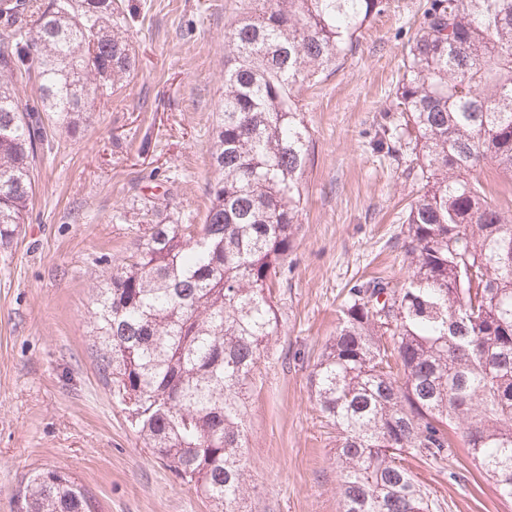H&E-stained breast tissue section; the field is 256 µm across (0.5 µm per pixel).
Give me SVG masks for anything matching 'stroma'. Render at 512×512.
I'll use <instances>...</instances> for the list:
<instances>
[{"mask_svg":"<svg viewBox=\"0 0 512 512\" xmlns=\"http://www.w3.org/2000/svg\"><path fill=\"white\" fill-rule=\"evenodd\" d=\"M427 0H390L351 53L303 89L311 150L303 209L274 297L280 327L247 389L241 512H341L336 430L309 375L336 333L347 292L406 276L402 216L416 186L372 142ZM133 76L98 97L89 124L56 130L36 159L28 218L0 249V512H17L29 475L70 473L100 512H214L157 459L102 385L89 332L92 290L138 229L136 204L165 183L182 223L210 205L212 128L224 101L225 30L250 0H121ZM440 512H512V501L447 460L412 458Z\"/></svg>","mask_w":512,"mask_h":512,"instance_id":"obj_1","label":"stroma"}]
</instances>
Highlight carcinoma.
Segmentation results:
<instances>
[{"instance_id":"cac0c4a2","label":"carcinoma","mask_w":512,"mask_h":512,"mask_svg":"<svg viewBox=\"0 0 512 512\" xmlns=\"http://www.w3.org/2000/svg\"><path fill=\"white\" fill-rule=\"evenodd\" d=\"M227 26L224 105L212 128L211 205L183 224L153 200L93 304L96 369L146 447L216 512H239L245 386L279 317L310 153L303 85L352 51L387 0H255ZM116 0H0V247L33 197L48 131H74L136 69ZM35 79L19 100L13 80ZM376 148L410 157L418 185L402 231L408 276L348 290L310 374L337 431L342 512H438L407 464L461 428L470 464L512 500V0H428ZM495 281L484 282L488 268ZM20 512H98L69 473L31 475Z\"/></svg>"}]
</instances>
